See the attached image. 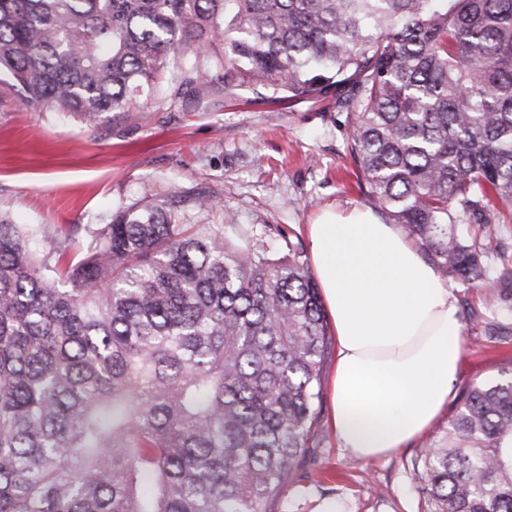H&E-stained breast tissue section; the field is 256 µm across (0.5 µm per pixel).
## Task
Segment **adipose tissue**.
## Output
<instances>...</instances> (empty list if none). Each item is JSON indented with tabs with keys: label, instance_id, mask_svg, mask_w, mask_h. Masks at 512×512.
<instances>
[{
	"label": "adipose tissue",
	"instance_id": "ef3b65f1",
	"mask_svg": "<svg viewBox=\"0 0 512 512\" xmlns=\"http://www.w3.org/2000/svg\"><path fill=\"white\" fill-rule=\"evenodd\" d=\"M307 234L336 336L331 426L356 458L392 455L454 396L463 321L453 290L371 210L325 214Z\"/></svg>",
	"mask_w": 512,
	"mask_h": 512
}]
</instances>
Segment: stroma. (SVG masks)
I'll return each mask as SVG.
<instances>
[{
  "label": "stroma",
  "instance_id": "1",
  "mask_svg": "<svg viewBox=\"0 0 512 512\" xmlns=\"http://www.w3.org/2000/svg\"><path fill=\"white\" fill-rule=\"evenodd\" d=\"M346 115L327 101H269L245 93L207 109L151 105L94 128L21 106L0 84V211L16 223L52 231L94 224L100 217L170 184L216 192L233 232L253 226L293 230L323 211L369 208L356 167L346 153ZM457 233L484 245L498 287L452 280L463 321V353L454 385L499 377L512 364V222L492 234L461 224ZM330 400L311 453L267 512H318L335 502L339 512H431L413 471L423 440L390 458L350 456L330 427Z\"/></svg>",
  "mask_w": 512,
  "mask_h": 512
}]
</instances>
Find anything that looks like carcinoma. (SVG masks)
<instances>
[{
    "mask_svg": "<svg viewBox=\"0 0 512 512\" xmlns=\"http://www.w3.org/2000/svg\"><path fill=\"white\" fill-rule=\"evenodd\" d=\"M0 77L97 125L251 92L335 97L362 191L443 277L512 214V0H0ZM172 185L34 239L0 215V512H266L310 450L333 344L305 249ZM435 512H512V369L415 462Z\"/></svg>",
    "mask_w": 512,
    "mask_h": 512,
    "instance_id": "obj_1",
    "label": "carcinoma"
}]
</instances>
